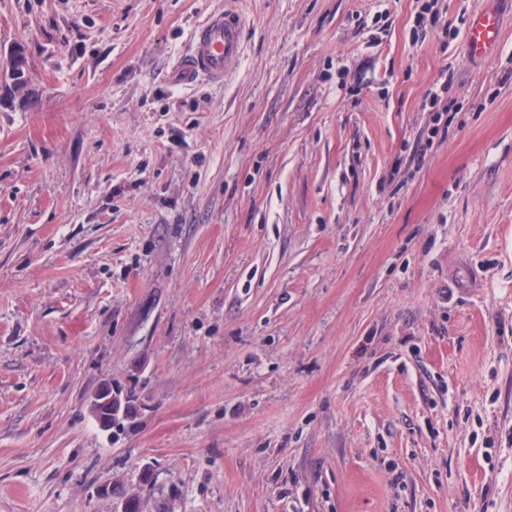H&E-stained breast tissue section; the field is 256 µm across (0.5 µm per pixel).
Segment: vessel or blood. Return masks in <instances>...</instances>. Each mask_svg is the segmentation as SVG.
<instances>
[{"label": "vessel or blood", "instance_id": "vessel-or-blood-1", "mask_svg": "<svg viewBox=\"0 0 512 512\" xmlns=\"http://www.w3.org/2000/svg\"><path fill=\"white\" fill-rule=\"evenodd\" d=\"M239 0H224L221 9L209 12L192 29L190 48L178 62L174 76L184 85L200 78L221 83L240 67L246 36V18ZM468 47L472 54L483 55L496 44L500 21L491 13H481L468 21Z\"/></svg>", "mask_w": 512, "mask_h": 512}]
</instances>
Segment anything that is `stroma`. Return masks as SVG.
Wrapping results in <instances>:
<instances>
[{
  "label": "stroma",
  "mask_w": 512,
  "mask_h": 512,
  "mask_svg": "<svg viewBox=\"0 0 512 512\" xmlns=\"http://www.w3.org/2000/svg\"><path fill=\"white\" fill-rule=\"evenodd\" d=\"M424 2L244 0L185 87L224 0H0V512H512V0ZM239 0H225L224 9L209 12L192 29L190 48L174 70L175 79L191 85L204 77L224 83L240 67L246 36V18ZM468 47L473 55H484L496 44L500 33V21L495 14L481 13L468 21ZM140 404L132 392L122 395L121 390L115 392L109 388L99 387L93 394L90 410L98 423L107 417H112L113 426L120 430L130 425L137 417Z\"/></svg>",
  "instance_id": "stroma-1"
}]
</instances>
